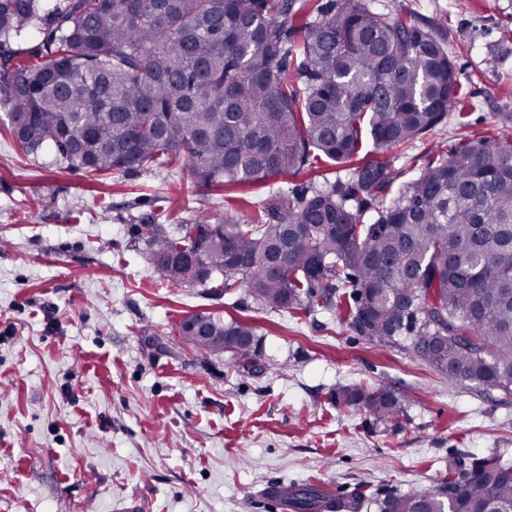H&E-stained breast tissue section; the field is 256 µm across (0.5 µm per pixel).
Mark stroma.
Returning <instances> with one entry per match:
<instances>
[{
  "mask_svg": "<svg viewBox=\"0 0 512 512\" xmlns=\"http://www.w3.org/2000/svg\"><path fill=\"white\" fill-rule=\"evenodd\" d=\"M431 30L463 99L439 130L390 153L401 181L459 139L512 124V0H378ZM265 183L216 190L189 170L65 169L0 123V512H283L269 482L382 497L512 461V394L448 378L321 311L283 313L173 287L134 226L248 219ZM196 311L250 320L257 366L182 343ZM393 392L395 423L337 405L342 385Z\"/></svg>",
  "mask_w": 512,
  "mask_h": 512,
  "instance_id": "1",
  "label": "stroma"
}]
</instances>
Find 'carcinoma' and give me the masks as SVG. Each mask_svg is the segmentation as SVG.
I'll use <instances>...</instances> for the list:
<instances>
[{
  "label": "carcinoma",
  "mask_w": 512,
  "mask_h": 512,
  "mask_svg": "<svg viewBox=\"0 0 512 512\" xmlns=\"http://www.w3.org/2000/svg\"><path fill=\"white\" fill-rule=\"evenodd\" d=\"M294 0H0V102L26 152L66 169L126 173L186 163L204 185L295 175L314 161L344 181L270 189L228 228L136 225L140 254L173 286L240 289L261 309L316 308L454 379L512 394V135L460 140L387 199L385 155L446 121L460 78L415 21L336 0L300 18ZM30 55L11 44L30 31ZM211 335L254 336L211 313ZM177 335L209 353L211 341ZM258 346L228 352L256 366ZM336 404L396 421L399 400L362 385ZM512 512V465L472 457L434 488L368 498L289 487L292 512Z\"/></svg>",
  "instance_id": "carcinoma-1"
}]
</instances>
